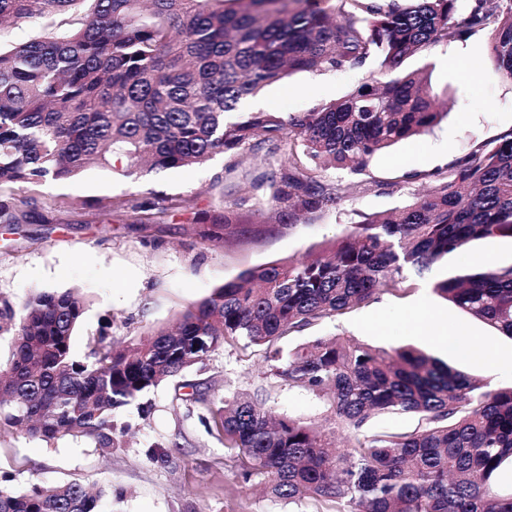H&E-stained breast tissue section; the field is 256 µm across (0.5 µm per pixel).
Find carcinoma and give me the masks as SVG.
Masks as SVG:
<instances>
[{
  "label": "carcinoma",
  "instance_id": "carcinoma-1",
  "mask_svg": "<svg viewBox=\"0 0 512 512\" xmlns=\"http://www.w3.org/2000/svg\"><path fill=\"white\" fill-rule=\"evenodd\" d=\"M0 0V27L47 21L27 42L0 47V224L29 223L26 202L6 194L78 176L91 166L136 179L143 167L204 165L256 136L290 143L275 198L313 213L341 187L318 179L328 165L362 172L396 143L445 113L404 62L492 28L488 60L512 82V0ZM378 68L345 97L288 118L242 102L295 71ZM156 204L111 198L112 215L152 219ZM512 240V129L456 160L432 190L389 215L355 224L327 250L272 262L188 306L133 351L106 336L78 359L71 339L84 314L77 293L41 291L17 305L0 294V336L12 350L0 378V435L52 444L80 437L106 454L123 448L116 413L174 384L173 401L224 447L244 453V477L290 502L325 499L333 512H512L496 477L512 463V385L491 388L414 346L377 350L345 337L287 352L281 341L373 296L411 287L475 240ZM433 289L512 338V265L457 273ZM265 347L277 385L325 399L334 426L278 417L237 394L211 398L183 380L217 347ZM379 414H412L405 433L370 432ZM348 451L336 450L338 431ZM173 439L148 450L168 466ZM104 487L76 483L0 490V512H104Z\"/></svg>",
  "mask_w": 512,
  "mask_h": 512
}]
</instances>
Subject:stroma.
<instances>
[{"label":"stroma","instance_id":"1","mask_svg":"<svg viewBox=\"0 0 512 512\" xmlns=\"http://www.w3.org/2000/svg\"><path fill=\"white\" fill-rule=\"evenodd\" d=\"M489 32L440 46L405 61L408 70L423 69L434 90L444 95L448 116L428 133L398 143L376 155L358 174L338 168L320 170L322 182L341 185V199L293 221L274 193L287 173V149L271 152L255 137L241 154H221L202 166L145 171L130 180L91 167L67 181H49L38 190L15 187L28 198L43 223L0 224V294L23 304L39 290H79L86 310L72 337V350L84 358L90 341L108 332L125 345L143 333L172 325L190 304L208 297L245 271L271 262L299 260L353 223L382 215L422 197L459 157L512 128V83L493 66L480 75L448 60L449 51L483 58ZM360 68L296 72L261 94L266 109L286 117L342 98L374 70ZM133 194L154 202L171 196L193 198L194 211L167 210L141 223L135 215L107 216L98 202ZM55 210L44 211L46 201ZM81 204L72 212L71 204ZM236 206L237 223L224 227L221 240L203 237L195 212H221ZM511 265L512 241L484 239L449 255L416 279L413 288L373 297L350 312L316 322L283 339V347L343 336L376 348L413 344L445 360L452 351L438 344L414 319L418 305L435 309L445 326L482 344L487 354L462 361L470 375L499 387L512 383V338L472 319L438 296L432 285L447 273L486 265ZM202 383L214 398L240 393L265 398L276 414L323 423V403L298 387L273 386L265 349L241 343L210 352L185 374ZM172 386L153 395L150 414L136 406L121 409L118 425L127 429L126 448L106 455L80 439L46 446L23 434L0 437V469L14 474L11 491L63 482L111 489L114 512H332L327 500L299 503L272 498L258 481H245L243 459L208 434L197 418L173 403ZM182 433L185 449L171 466L150 462V446Z\"/></svg>","mask_w":512,"mask_h":512}]
</instances>
